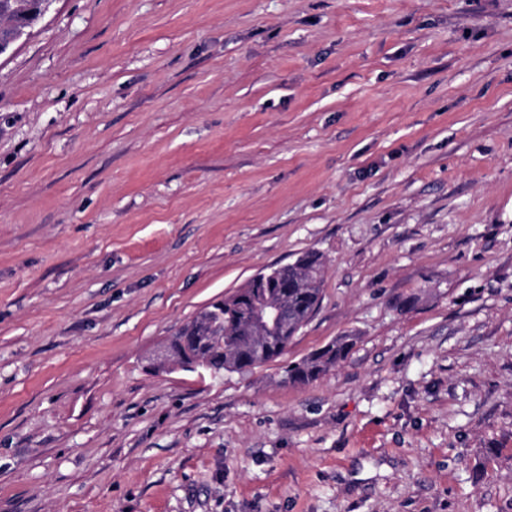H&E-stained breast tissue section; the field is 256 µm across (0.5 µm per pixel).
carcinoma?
Wrapping results in <instances>:
<instances>
[{
  "instance_id": "cac0c4a2",
  "label": "carcinoma",
  "mask_w": 512,
  "mask_h": 512,
  "mask_svg": "<svg viewBox=\"0 0 512 512\" xmlns=\"http://www.w3.org/2000/svg\"><path fill=\"white\" fill-rule=\"evenodd\" d=\"M323 255L304 252L299 261L286 267L266 270V276L252 278L243 288L205 306L171 338L176 355L215 373L244 372L259 366L245 353L248 342L247 310L267 300L288 304V321L275 332V350L269 360L284 354L294 336L308 323L319 307L322 294ZM208 334L202 345L194 338ZM355 337L339 336L305 358L289 363L284 378L293 384H306L328 372L349 354Z\"/></svg>"
}]
</instances>
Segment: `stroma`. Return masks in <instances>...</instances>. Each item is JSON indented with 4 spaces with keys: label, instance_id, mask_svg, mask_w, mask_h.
I'll return each mask as SVG.
<instances>
[{
    "label": "stroma",
    "instance_id": "1",
    "mask_svg": "<svg viewBox=\"0 0 512 512\" xmlns=\"http://www.w3.org/2000/svg\"><path fill=\"white\" fill-rule=\"evenodd\" d=\"M310 249L283 356L149 371ZM0 512H512V0H53L0 56ZM353 344V336H339L305 358L289 363L285 368L284 378L293 384L309 383L328 372L339 361L344 360Z\"/></svg>",
    "mask_w": 512,
    "mask_h": 512
}]
</instances>
